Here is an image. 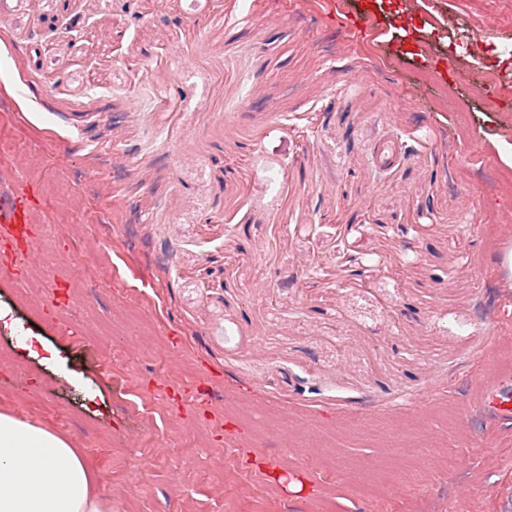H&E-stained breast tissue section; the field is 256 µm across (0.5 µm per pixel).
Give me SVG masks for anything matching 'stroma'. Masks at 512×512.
I'll use <instances>...</instances> for the list:
<instances>
[{"mask_svg":"<svg viewBox=\"0 0 512 512\" xmlns=\"http://www.w3.org/2000/svg\"><path fill=\"white\" fill-rule=\"evenodd\" d=\"M491 72L512 0H0V196L42 254L0 241V308L44 344L0 328V409L114 512H512ZM86 23L83 15L76 14L71 16L63 12V14L57 15L49 22L47 29L51 32H56L60 29V34L70 37V42H76L81 37ZM493 384L483 393L482 401L493 406L503 416L512 417V373L498 370Z\"/></svg>","mask_w":512,"mask_h":512,"instance_id":"obj_1","label":"stroma"}]
</instances>
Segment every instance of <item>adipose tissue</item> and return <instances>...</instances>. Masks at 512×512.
<instances>
[{"label": "adipose tissue", "instance_id": "adipose-tissue-1", "mask_svg": "<svg viewBox=\"0 0 512 512\" xmlns=\"http://www.w3.org/2000/svg\"><path fill=\"white\" fill-rule=\"evenodd\" d=\"M0 512H113L70 441L22 414L0 412Z\"/></svg>", "mask_w": 512, "mask_h": 512}]
</instances>
